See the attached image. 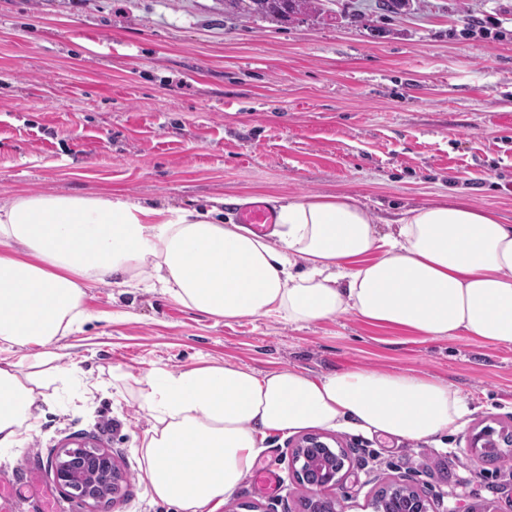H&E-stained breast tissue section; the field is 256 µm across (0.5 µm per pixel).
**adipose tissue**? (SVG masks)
<instances>
[{
    "label": "adipose tissue",
    "instance_id": "obj_1",
    "mask_svg": "<svg viewBox=\"0 0 512 512\" xmlns=\"http://www.w3.org/2000/svg\"><path fill=\"white\" fill-rule=\"evenodd\" d=\"M225 199L157 207L121 192L20 191L0 204V447L36 427L67 372L58 337L89 316L86 288L113 279L160 289L230 322L303 325L353 314L374 324L512 346V224L464 202L405 209L382 233L349 192L281 200L262 236L224 221ZM25 349L20 359L8 352ZM152 425L141 451L154 499L216 512L273 432L354 428L404 441L452 434L467 400L447 381L351 368L311 376L219 362L136 378Z\"/></svg>",
    "mask_w": 512,
    "mask_h": 512
}]
</instances>
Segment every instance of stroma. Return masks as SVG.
Wrapping results in <instances>:
<instances>
[{
	"label": "stroma",
	"instance_id": "35a3bbf8",
	"mask_svg": "<svg viewBox=\"0 0 512 512\" xmlns=\"http://www.w3.org/2000/svg\"><path fill=\"white\" fill-rule=\"evenodd\" d=\"M109 193L155 205L351 192L372 215L462 200L512 224V0H325L322 15L246 20L223 0H0V203L18 191ZM91 319L60 337L80 387L48 388L35 430L0 448V512H176L153 502L141 440L150 417L124 374L215 360L310 375L353 367L448 380L471 413L451 436L407 442L339 430L344 512L384 488L433 512H512V465L469 449L512 428V347L426 339L353 315L303 326L224 322L160 293L87 289ZM102 443L129 481L98 504L51 466ZM297 437L270 434L218 512H302Z\"/></svg>",
	"mask_w": 512,
	"mask_h": 512
}]
</instances>
